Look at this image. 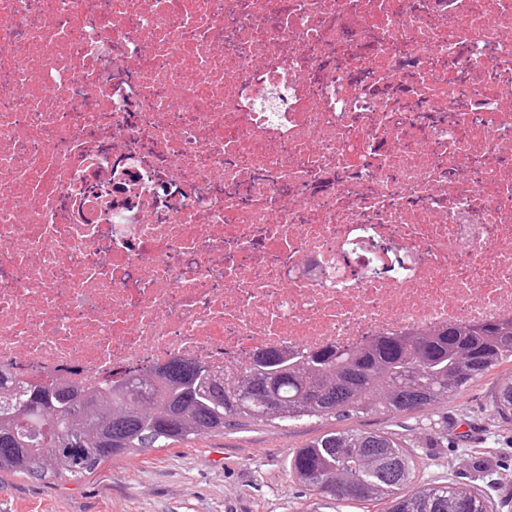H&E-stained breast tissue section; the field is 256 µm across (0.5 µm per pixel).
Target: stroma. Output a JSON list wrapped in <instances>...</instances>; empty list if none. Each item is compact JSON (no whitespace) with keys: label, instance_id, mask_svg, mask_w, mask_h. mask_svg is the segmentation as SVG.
I'll list each match as a JSON object with an SVG mask.
<instances>
[{"label":"stroma","instance_id":"35a3bbf8","mask_svg":"<svg viewBox=\"0 0 512 512\" xmlns=\"http://www.w3.org/2000/svg\"><path fill=\"white\" fill-rule=\"evenodd\" d=\"M504 364L433 408L350 420L353 428L400 434L421 483H464L492 512H512V421L489 400ZM333 419L257 424L116 460L79 482L0 475V512H359L310 497L288 475L295 448L337 428Z\"/></svg>","mask_w":512,"mask_h":512}]
</instances>
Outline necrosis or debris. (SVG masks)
Instances as JSON below:
<instances>
[{
  "mask_svg": "<svg viewBox=\"0 0 512 512\" xmlns=\"http://www.w3.org/2000/svg\"><path fill=\"white\" fill-rule=\"evenodd\" d=\"M508 317L512 0H0L27 383Z\"/></svg>",
  "mask_w": 512,
  "mask_h": 512,
  "instance_id": "4bbe7bcc",
  "label": "necrosis or debris"
}]
</instances>
